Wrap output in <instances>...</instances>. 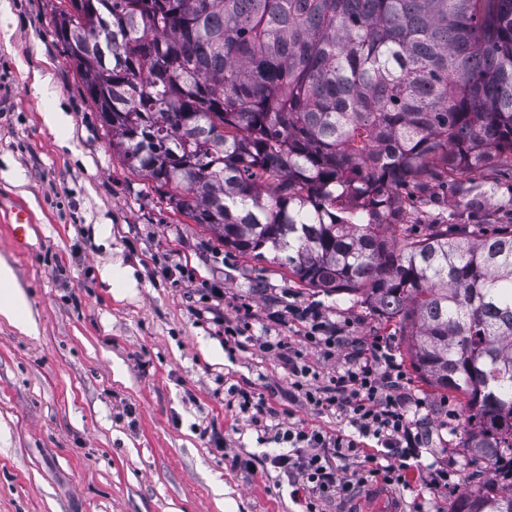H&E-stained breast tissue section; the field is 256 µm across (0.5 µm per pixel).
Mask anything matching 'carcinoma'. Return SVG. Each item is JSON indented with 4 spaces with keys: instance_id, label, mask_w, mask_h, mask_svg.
Here are the masks:
<instances>
[{
    "instance_id": "obj_1",
    "label": "carcinoma",
    "mask_w": 512,
    "mask_h": 512,
    "mask_svg": "<svg viewBox=\"0 0 512 512\" xmlns=\"http://www.w3.org/2000/svg\"><path fill=\"white\" fill-rule=\"evenodd\" d=\"M54 28L125 165L224 246L397 319L512 512V224L404 217L512 172V0H82Z\"/></svg>"
}]
</instances>
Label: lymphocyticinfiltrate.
I'll use <instances>...</instances> for the list:
<instances>
[{"label":"lymphocytic infiltrate","instance_id":"1","mask_svg":"<svg viewBox=\"0 0 512 512\" xmlns=\"http://www.w3.org/2000/svg\"><path fill=\"white\" fill-rule=\"evenodd\" d=\"M289 313L298 322L306 344L331 352L342 345L335 325L317 310L293 307ZM291 373L314 406L342 411L351 427L347 433L296 427L282 434L283 446L274 451L270 461L292 481L301 482L310 499H318L337 486L327 455L343 458L361 453L369 439L392 451L414 448L425 436L424 430L413 428L409 417L410 408H423L424 403L409 400L402 370L386 345L376 342L351 354L334 376L315 388L307 385L309 371L305 365L292 362Z\"/></svg>","mask_w":512,"mask_h":512}]
</instances>
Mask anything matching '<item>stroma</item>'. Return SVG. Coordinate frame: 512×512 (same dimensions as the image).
<instances>
[{"label":"stroma","mask_w":512,"mask_h":512,"mask_svg":"<svg viewBox=\"0 0 512 512\" xmlns=\"http://www.w3.org/2000/svg\"><path fill=\"white\" fill-rule=\"evenodd\" d=\"M59 0H0V263L33 320L0 315V512H301L294 487L266 461L276 432L325 433L347 418L297 388L288 360L262 346L285 336L309 386L342 356L270 317L311 306L349 344L390 343L427 436L393 487L402 512H448L484 462L458 448L461 394L436 389L409 360L397 321L356 298L304 286L285 267L224 247L176 212L112 148L96 105L54 31ZM64 112L59 128L46 112ZM477 210L434 187L426 205L452 224L498 230L512 175L474 187ZM36 224L19 251L6 224L15 203ZM126 272L121 285L105 269ZM251 312L254 333L225 341L220 324ZM275 410L254 425L227 407L229 387ZM452 472L455 489L436 480Z\"/></svg>","instance_id":"1"}]
</instances>
